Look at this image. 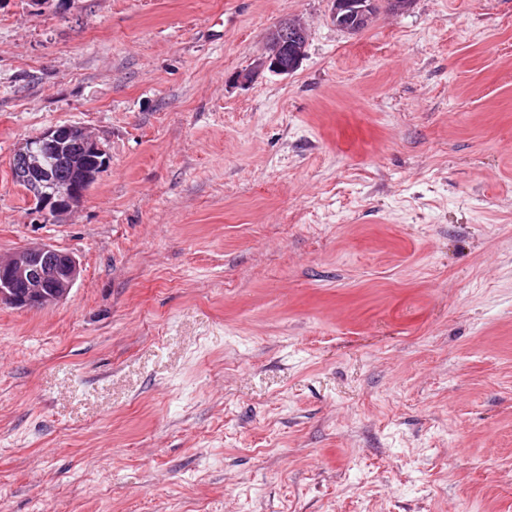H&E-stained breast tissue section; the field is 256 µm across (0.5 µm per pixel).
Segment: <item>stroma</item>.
I'll return each instance as SVG.
<instances>
[{
  "instance_id": "35a3bbf8",
  "label": "stroma",
  "mask_w": 512,
  "mask_h": 512,
  "mask_svg": "<svg viewBox=\"0 0 512 512\" xmlns=\"http://www.w3.org/2000/svg\"><path fill=\"white\" fill-rule=\"evenodd\" d=\"M289 76L233 81L283 17ZM0 0V512H512V0ZM70 124L62 223L11 172ZM347 10H349L348 13H345ZM343 13L342 16L345 14H356L358 15L357 22L353 27H343V29L348 33H359L363 31L366 28L367 23L370 21L371 13L370 14H364L361 9H358L356 7V4L351 2L350 0H334V8H333V15L336 17L338 14ZM70 132L78 134L83 142L79 153H70L68 150ZM78 137H72L71 151L80 148ZM33 141L40 142L43 150L51 152L44 158L42 151L33 148ZM52 151L66 154L68 162L64 154ZM104 155L100 143L83 128L57 125L22 142L14 153L11 170L15 180L27 185L31 195H36L40 199L39 210L35 212L41 214L44 219L55 222L85 197L106 165ZM68 163L72 172L78 175L76 182L66 185L64 189L55 190L54 193L45 192L49 182L46 170L54 180L63 183L72 181L73 174ZM53 252V249L46 246L19 250L14 264L0 270V302L26 309H39L61 295L53 292L51 296L45 288L69 290L77 277L78 267L69 258L49 268L48 256Z\"/></svg>"
}]
</instances>
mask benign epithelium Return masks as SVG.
<instances>
[{
	"label": "benign epithelium",
	"mask_w": 512,
	"mask_h": 512,
	"mask_svg": "<svg viewBox=\"0 0 512 512\" xmlns=\"http://www.w3.org/2000/svg\"><path fill=\"white\" fill-rule=\"evenodd\" d=\"M346 11L358 15V18L356 24L345 28V31L352 34L363 31L370 15L363 13L351 0H334L333 15ZM307 47L308 31L304 21L285 17L270 31L266 49L256 64L249 70L236 73L233 80L249 83L263 71L289 75L306 57ZM71 132L82 140V150L78 153L68 150ZM45 150L66 154L72 172L78 175L76 182L52 193L45 191L49 182L44 166ZM104 163V149L86 130L73 125H57L21 143L14 153L11 167L15 180L27 185L31 195L40 199L37 213L54 222L85 197L102 172ZM52 253L53 249L46 246L19 250L14 264L0 270V302L39 309L60 298V294L51 295L46 289L70 288L77 277L78 267L70 258L56 266H48V256Z\"/></svg>",
	"instance_id": "1"
}]
</instances>
